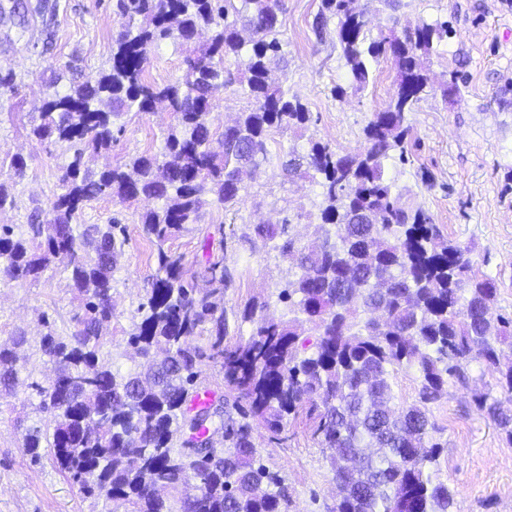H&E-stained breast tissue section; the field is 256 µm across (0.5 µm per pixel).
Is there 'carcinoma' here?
<instances>
[{
    "label": "carcinoma",
    "instance_id": "carcinoma-1",
    "mask_svg": "<svg viewBox=\"0 0 512 512\" xmlns=\"http://www.w3.org/2000/svg\"><path fill=\"white\" fill-rule=\"evenodd\" d=\"M350 4L322 0L315 31L337 19L352 90H364L371 63L386 58L396 68L394 91L372 113L363 151L341 154L315 142L303 155L290 154L288 174L310 175L320 188L314 240L291 237L287 219L252 224L244 237L255 249L281 240L296 272L278 299L298 317L271 319L269 302L254 300L242 321L255 328L233 345L224 344V293L233 274L221 259L190 274L166 244L201 223L206 206L228 208L242 198L241 171L258 169L273 130H302L309 121L306 107L269 79L282 50V0H118L124 22L112 37L109 68L93 83L52 84L45 92L30 134L74 152L62 167L63 192L46 218L31 219L28 237L0 225V274L26 282L64 262L80 312L69 336L49 331L41 339L59 384L39 389L51 424L32 428L24 448L36 457L49 448L61 473L83 495L112 504L110 512H288V485L263 463L254 430L277 433L300 416L329 450L338 488L332 512H451L454 493L432 470L443 445L427 405L448 383H467L473 361L495 370L497 386L512 393V358L501 348L512 347V317L491 314L495 284L475 273L465 248L401 201L384 165L396 150L404 158L407 113L427 92L445 101L461 92L457 71L436 85L427 74L434 45L451 34L448 21L400 30L394 19L374 37L368 10ZM166 40L184 50L186 70L157 83L146 76L149 53ZM230 55L244 57L250 106L224 129L216 151L211 92L236 82L224 70ZM16 93L13 70L0 67V97ZM160 100L174 116L160 154L137 155L123 168L85 167L86 154L117 141L114 117L149 112ZM104 194L121 203L158 202L140 216L156 246V274L127 339L146 364L126 374L100 359L110 342L102 330L112 321V272L126 226L90 224L78 234L73 227L86 203ZM305 323L314 338L304 336ZM203 333L207 347L192 345ZM26 342L19 332L0 345L6 390L17 378L14 347ZM205 360L220 363L234 397L220 411L207 404L191 416L187 403L198 395ZM404 366L416 368L418 399L396 411L391 377ZM475 403L512 441V411L488 393ZM187 430L196 441L220 430L224 447L192 457L174 446Z\"/></svg>",
    "mask_w": 512,
    "mask_h": 512
}]
</instances>
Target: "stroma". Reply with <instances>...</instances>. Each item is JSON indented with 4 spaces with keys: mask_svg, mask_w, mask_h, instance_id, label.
Returning <instances> with one entry per match:
<instances>
[{
    "mask_svg": "<svg viewBox=\"0 0 512 512\" xmlns=\"http://www.w3.org/2000/svg\"><path fill=\"white\" fill-rule=\"evenodd\" d=\"M52 28L39 17L21 23L10 11L0 12V65L15 74L18 93L0 98V158L21 155L23 177L0 170L9 183L12 206L0 212V225L26 233L34 211H48L61 192L62 167L72 156L67 143L41 141L30 128L39 121L43 96L50 83L66 88L70 82L95 81L107 68L112 37L121 18L116 0H52ZM321 0H283L278 38L281 56L271 77L288 96L297 97L310 114L304 134L279 130L267 141V156L254 174L245 176L246 189L235 210L205 209L200 224L169 241L183 255L187 270L203 267L208 258H223L236 282L224 295V312L232 344L248 337L252 323L241 321L246 305L269 301L268 314L288 318L286 304L277 299L287 274L277 242L261 249L235 238L246 224H279L290 219L291 232L303 241L313 238L309 214L317 213L321 198L310 179L288 176L284 164L289 150L306 153L320 142L346 153L366 145L364 129L373 112L393 92L391 61L374 65V80L359 93L337 96L348 87L350 74L331 32L316 36L312 23ZM369 10L372 31L386 28L390 18L400 25L447 18L453 29L431 55L433 78L455 70L463 78L460 96L441 99L428 94L409 113L411 127L407 162L391 158L386 172L407 205L422 209L449 239L466 248L479 274L497 288L492 306L496 315H512V107L496 98L512 85V0H400L390 8L385 0H358ZM76 62L69 72L67 62ZM249 105L246 85L235 84L212 94L215 131H223ZM172 121L165 104L149 113L129 111L114 119L119 135L111 151L89 156L85 164L97 170L121 166L136 154H157ZM147 201L119 203L101 195L87 202L77 227L118 222L126 225L128 241L112 280L114 317L112 341L102 350L105 362L121 371H134L141 360L126 345V333L140 319L156 272L155 247L143 236L140 215ZM78 302L64 264L54 263L38 279L17 283L0 276V343L16 333L27 342L18 351V381L0 390V512H108L104 500L87 497L69 481L48 455L32 459L24 448L29 428L47 423L38 388L49 387L56 367L43 354V334L69 335ZM468 386L449 384L430 415L443 444L437 469L441 481L454 490L453 512H512V441L479 411L474 395L493 385L491 371L472 367ZM256 442L270 467L285 477L292 493L289 512H331L336 486L325 452L311 437L305 421L287 425L281 433L258 429Z\"/></svg>",
    "mask_w": 512,
    "mask_h": 512,
    "instance_id": "1",
    "label": "stroma"
}]
</instances>
